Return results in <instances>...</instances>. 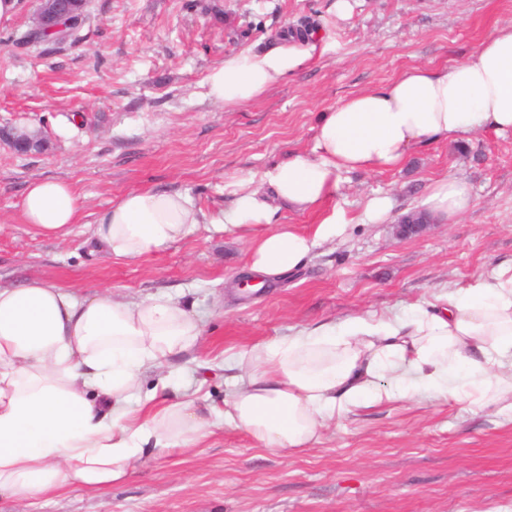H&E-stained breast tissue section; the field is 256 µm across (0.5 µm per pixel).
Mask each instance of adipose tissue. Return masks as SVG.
I'll return each instance as SVG.
<instances>
[{
    "instance_id": "ef3b65f1",
    "label": "adipose tissue",
    "mask_w": 512,
    "mask_h": 512,
    "mask_svg": "<svg viewBox=\"0 0 512 512\" xmlns=\"http://www.w3.org/2000/svg\"><path fill=\"white\" fill-rule=\"evenodd\" d=\"M320 32L225 58L207 75L224 107L253 100L312 58ZM489 130L512 137V25L445 70L416 67L326 112L307 152L260 177L235 181L224 210L209 216L178 193L131 191L102 211L94 236L112 257L143 260L200 224L229 235L261 227L248 244L258 280L285 278L348 223L335 211L314 234L275 223L278 208L313 212L342 174L403 165L417 146ZM472 204L455 176L434 181L430 213L453 222ZM81 204L57 179L31 182L22 213L51 237L70 233ZM200 318L181 301L140 302L81 294L34 280L0 288V501L32 507L68 486L95 492L147 459L203 447L216 420L271 451L303 448L327 422L422 390L482 410L512 412V265L438 297L409 317L322 323L256 344L234 363L223 408L196 394L171 400L175 361L194 349ZM161 374L143 390L145 371Z\"/></svg>"
}]
</instances>
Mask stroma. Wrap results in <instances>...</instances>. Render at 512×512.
Returning <instances> with one entry per match:
<instances>
[{
  "mask_svg": "<svg viewBox=\"0 0 512 512\" xmlns=\"http://www.w3.org/2000/svg\"><path fill=\"white\" fill-rule=\"evenodd\" d=\"M89 0L76 40H26L34 0L0 24V127L42 130L47 149L0 142V287L38 278L132 300L169 296L202 320L184 355L185 382L222 403L231 355L317 324L409 314L512 265V141L483 131L416 148L399 168L344 174L318 212L280 210L313 233L342 209L351 223L306 263L252 295L236 287L247 243L201 224L159 257L129 261L91 242L96 216L133 190H170L209 214L226 186L308 150L321 115L415 67L464 61L512 0ZM310 18L325 41L263 95L227 109L207 96L224 58L268 49L273 33ZM464 179L473 203L456 223L399 240L391 224H357L368 198L394 215L422 206L426 188ZM72 185L81 214L65 238L22 217L28 183ZM30 512H512V415L469 410L423 392L336 419L306 448L270 451L216 426L205 448L148 461L123 483L67 488Z\"/></svg>",
  "mask_w": 512,
  "mask_h": 512,
  "instance_id": "35a3bbf8",
  "label": "stroma"
}]
</instances>
